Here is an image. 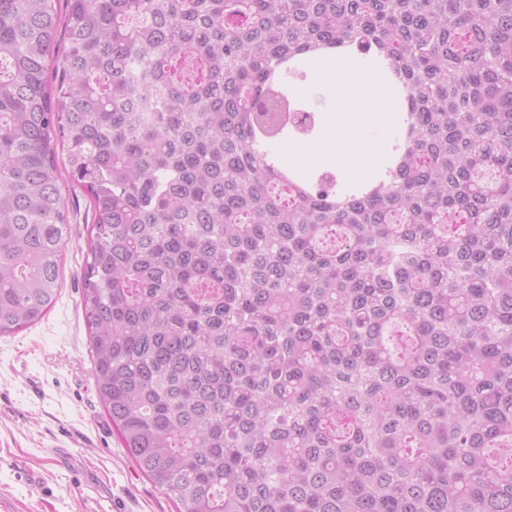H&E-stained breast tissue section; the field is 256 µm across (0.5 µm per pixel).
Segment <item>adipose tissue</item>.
<instances>
[{"label":"adipose tissue","mask_w":512,"mask_h":512,"mask_svg":"<svg viewBox=\"0 0 512 512\" xmlns=\"http://www.w3.org/2000/svg\"><path fill=\"white\" fill-rule=\"evenodd\" d=\"M319 81L336 101V116L330 120L320 143L293 145L290 149L292 157L328 163L335 161L345 156L351 140L360 139L369 114L388 116L394 123L400 119L398 107L376 92L374 76L368 69L339 74L323 68L319 71Z\"/></svg>","instance_id":"obj_1"}]
</instances>
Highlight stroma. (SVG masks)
Listing matches in <instances>:
<instances>
[{
    "mask_svg": "<svg viewBox=\"0 0 512 512\" xmlns=\"http://www.w3.org/2000/svg\"><path fill=\"white\" fill-rule=\"evenodd\" d=\"M71 235L55 304L0 337V504L5 512H175L122 447L93 376L80 304L93 223L64 183Z\"/></svg>",
    "mask_w": 512,
    "mask_h": 512,
    "instance_id": "obj_1",
    "label": "stroma"
}]
</instances>
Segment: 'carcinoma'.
I'll return each mask as SVG.
<instances>
[{"label":"carcinoma","instance_id":"1","mask_svg":"<svg viewBox=\"0 0 512 512\" xmlns=\"http://www.w3.org/2000/svg\"><path fill=\"white\" fill-rule=\"evenodd\" d=\"M333 45L410 97L345 193L261 148L319 126L270 66ZM56 143L96 390L176 512H512V0H0V336L56 300Z\"/></svg>","mask_w":512,"mask_h":512}]
</instances>
